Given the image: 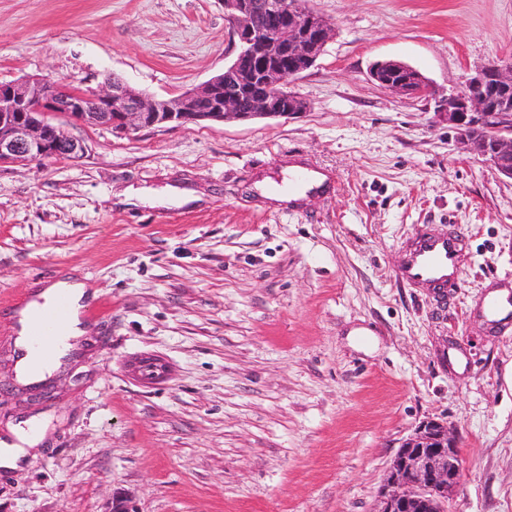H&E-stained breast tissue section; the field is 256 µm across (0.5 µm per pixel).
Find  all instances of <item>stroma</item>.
<instances>
[{
	"mask_svg": "<svg viewBox=\"0 0 512 512\" xmlns=\"http://www.w3.org/2000/svg\"><path fill=\"white\" fill-rule=\"evenodd\" d=\"M335 32L291 80L292 118L66 124L75 161L0 165V441L45 429L0 470V512H373L428 419L454 429L452 512H512V179L433 103L375 82L397 60L436 92L512 59V0H309ZM235 55L222 0H0V82L171 99ZM324 191L274 195L295 168ZM462 241L442 292L400 279L427 233ZM77 273L105 314L48 376L14 378L11 315ZM163 375H141L142 360Z\"/></svg>",
	"mask_w": 512,
	"mask_h": 512,
	"instance_id": "35a3bbf8",
	"label": "stroma"
}]
</instances>
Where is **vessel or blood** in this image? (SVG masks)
<instances>
[{"label": "vessel or blood", "mask_w": 512, "mask_h": 512, "mask_svg": "<svg viewBox=\"0 0 512 512\" xmlns=\"http://www.w3.org/2000/svg\"><path fill=\"white\" fill-rule=\"evenodd\" d=\"M458 248L455 239L444 234H431L419 238L409 249L402 267L407 281L429 288L447 287L453 271L457 269ZM68 302L59 300L52 320L32 323L30 339L39 345L51 344L65 329Z\"/></svg>", "instance_id": "obj_1"}]
</instances>
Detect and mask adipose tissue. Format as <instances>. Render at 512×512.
I'll use <instances>...</instances> for the list:
<instances>
[{"label": "adipose tissue", "mask_w": 512, "mask_h": 512, "mask_svg": "<svg viewBox=\"0 0 512 512\" xmlns=\"http://www.w3.org/2000/svg\"><path fill=\"white\" fill-rule=\"evenodd\" d=\"M66 295L69 314L63 336L48 348L37 349L30 343L28 329L32 321L49 318L58 295ZM96 293L80 275L72 274L50 285L38 287L35 297L16 315L15 375L18 381L30 383L51 373L71 347L73 339L84 336L90 328L84 314Z\"/></svg>", "instance_id": "ef3b65f1"}]
</instances>
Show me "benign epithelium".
<instances>
[{"label": "benign epithelium", "instance_id": "benign-epithelium-1", "mask_svg": "<svg viewBox=\"0 0 512 512\" xmlns=\"http://www.w3.org/2000/svg\"><path fill=\"white\" fill-rule=\"evenodd\" d=\"M236 49L224 72L172 99L149 97L108 78L96 89L66 81L0 82V163L78 159L82 141L53 117L106 126L117 134L162 124L289 117L305 111L286 82L308 70L334 32L331 23L294 0H224ZM372 78L409 98L432 100L460 144L512 179V62L492 61L469 73L461 92L436 93L427 79L397 61L374 66ZM463 469L447 424L421 422L386 469L374 512H450Z\"/></svg>", "mask_w": 512, "mask_h": 512}]
</instances>
